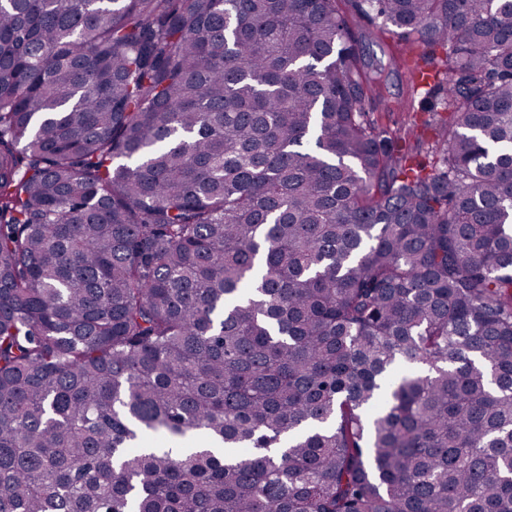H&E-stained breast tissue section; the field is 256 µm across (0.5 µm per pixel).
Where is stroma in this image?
I'll return each mask as SVG.
<instances>
[{
  "mask_svg": "<svg viewBox=\"0 0 512 512\" xmlns=\"http://www.w3.org/2000/svg\"><path fill=\"white\" fill-rule=\"evenodd\" d=\"M342 12L350 37L360 53L364 74L380 87V94L368 95L365 109L388 135L401 137L403 145L431 160V143L449 119L448 112L433 110L423 92L414 91L406 59L410 44L391 33H379L369 16L357 12L344 0Z\"/></svg>",
  "mask_w": 512,
  "mask_h": 512,
  "instance_id": "35a3bbf8",
  "label": "stroma"
}]
</instances>
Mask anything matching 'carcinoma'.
<instances>
[{
    "label": "carcinoma",
    "instance_id": "cac0c4a2",
    "mask_svg": "<svg viewBox=\"0 0 512 512\" xmlns=\"http://www.w3.org/2000/svg\"><path fill=\"white\" fill-rule=\"evenodd\" d=\"M339 2L0 0V512H512V0H355L440 167ZM342 12L351 40L359 50L362 71L381 89L380 95L368 94L365 101L368 115L381 130L391 136H401L403 145L420 153V158L426 162L432 161L428 147L448 122L449 113L439 104L438 109L431 112L436 99L425 101L424 90H413L412 73L406 59L423 52V48L416 44L411 53L410 43L404 38L391 33L380 34L374 20L357 12L351 3H342ZM400 99L407 100L408 105L396 109L394 105Z\"/></svg>",
    "mask_w": 512,
    "mask_h": 512
}]
</instances>
